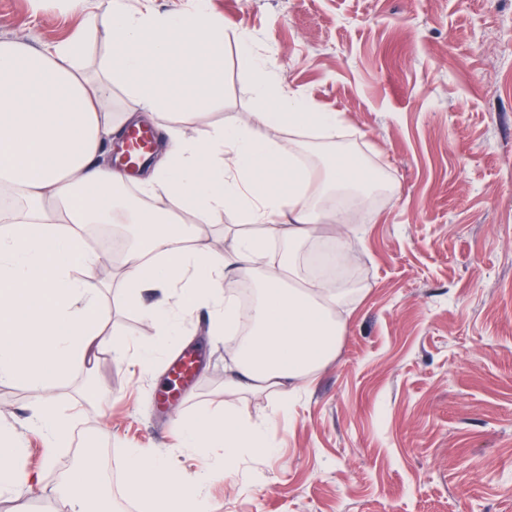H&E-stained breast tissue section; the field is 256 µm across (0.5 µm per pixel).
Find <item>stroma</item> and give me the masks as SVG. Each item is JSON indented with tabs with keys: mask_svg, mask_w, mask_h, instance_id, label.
I'll return each instance as SVG.
<instances>
[{
	"mask_svg": "<svg viewBox=\"0 0 512 512\" xmlns=\"http://www.w3.org/2000/svg\"><path fill=\"white\" fill-rule=\"evenodd\" d=\"M213 2L222 92L155 124L193 134L258 111L243 28L283 88L339 113L341 145L389 190L352 217L360 294L339 352L282 415L270 393L225 396L234 340L214 338L200 310L177 344L199 376L176 405L163 402L166 356L146 372L105 354L51 379L71 436L49 463L25 432L28 389L0 384V423L23 433L26 468L54 487L93 439L193 472L201 459L175 447L173 419L229 404L265 423L273 452L211 480L206 512H512V0ZM80 21L66 0H0V40L38 48ZM119 289L104 287L101 324L130 347L152 342Z\"/></svg>",
	"mask_w": 512,
	"mask_h": 512,
	"instance_id": "1",
	"label": "stroma"
}]
</instances>
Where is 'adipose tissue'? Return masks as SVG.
I'll use <instances>...</instances> for the list:
<instances>
[{
  "label": "adipose tissue",
  "instance_id": "1",
  "mask_svg": "<svg viewBox=\"0 0 512 512\" xmlns=\"http://www.w3.org/2000/svg\"><path fill=\"white\" fill-rule=\"evenodd\" d=\"M104 27L112 49L99 76L83 66L88 38ZM242 51L253 58V90L262 109L251 124L228 122L197 136L165 128L166 147L141 173V193L167 199V207H129L128 175L102 163L107 145L157 112L188 107L205 110L218 96V64L224 30L211 0H196L191 14L147 8L128 11L110 0L104 16L60 43L35 48L0 40V222L13 225L0 234V381L25 384L33 396L31 427L53 456L70 435L68 419L49 401L48 377L64 378L92 362L98 353L125 355L127 346L105 334L97 319L103 266L79 235L87 224L135 225L137 242L119 256L121 301L149 320L155 345L135 350L142 366L175 346L183 314L204 304L213 313V332L247 324L236 345L234 367L224 392L256 390L279 395L287 413L288 384L313 375L338 352L345 322L340 313L355 290L326 277H309L296 288H282L286 264L264 266L275 237L301 243L323 225L336 227L334 251L345 260L357 228L340 206H323L326 196L343 197L351 188L370 186L374 172L343 152L326 156L321 168L304 162L301 129L317 130L330 141L342 140L339 113L321 110L279 87L266 60L253 52L247 32ZM131 104L117 109L113 88ZM288 127L287 142L262 138L266 128ZM234 211L240 223L263 230L242 236L232 253L187 242L198 224L223 222ZM288 226H280V219ZM258 278L259 291L248 310L224 293L227 272ZM163 298L145 305L143 294ZM173 432L179 447L205 460L196 472H182L168 459L126 451V479L141 491L147 512H186L202 503L208 482L231 478L245 454H268L266 433L235 408L177 415ZM26 452L12 428L0 427V496L19 486L38 491V473L20 471ZM99 474L95 454L87 453L55 497L70 512H107L94 486Z\"/></svg>",
  "mask_w": 512,
  "mask_h": 512
}]
</instances>
